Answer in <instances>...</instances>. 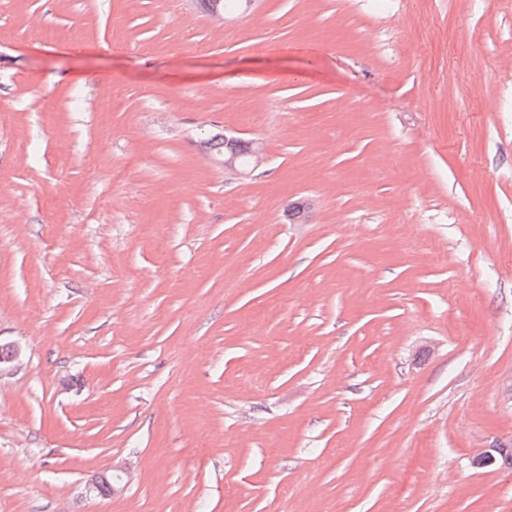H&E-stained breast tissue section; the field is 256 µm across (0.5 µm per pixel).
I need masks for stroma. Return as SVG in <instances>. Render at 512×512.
Segmentation results:
<instances>
[{"label": "stroma", "instance_id": "obj_1", "mask_svg": "<svg viewBox=\"0 0 512 512\" xmlns=\"http://www.w3.org/2000/svg\"><path fill=\"white\" fill-rule=\"evenodd\" d=\"M8 342L0 512H512V7L0 0ZM224 139L227 143V151L224 152ZM237 140L234 136L228 135H219L214 136L210 140L206 142L209 146L208 148L212 149L216 154H223L222 160H217L218 163L224 165V169L237 170L238 168L247 169L250 166L252 169L259 167L266 159L264 148L258 142L252 140L250 142V152H249V161L246 164H242L239 160V156L234 148V143Z\"/></svg>", "mask_w": 512, "mask_h": 512}]
</instances>
